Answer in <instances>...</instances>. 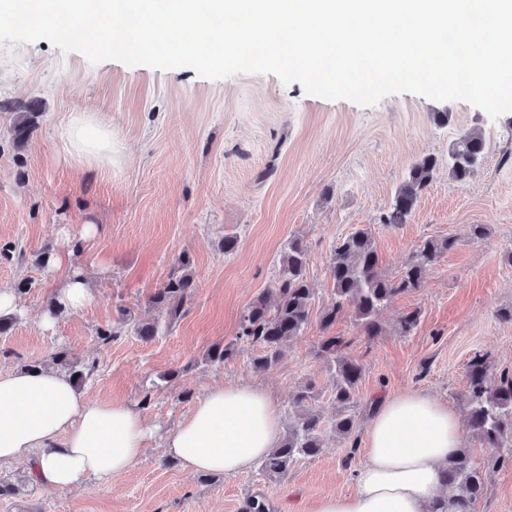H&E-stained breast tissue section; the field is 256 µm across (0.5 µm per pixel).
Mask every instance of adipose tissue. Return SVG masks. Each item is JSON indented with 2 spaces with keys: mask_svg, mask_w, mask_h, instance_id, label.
I'll list each match as a JSON object with an SVG mask.
<instances>
[{
  "mask_svg": "<svg viewBox=\"0 0 512 512\" xmlns=\"http://www.w3.org/2000/svg\"><path fill=\"white\" fill-rule=\"evenodd\" d=\"M59 136L77 157H112V130L95 113L71 115ZM280 430L281 413L267 391L220 383L163 446L192 471L234 475L277 448ZM148 432L132 406L88 398L63 371L37 367L0 375V465L27 463L37 485L71 490L91 478L120 476L142 457ZM368 442L353 492L324 496L312 512H433L444 470L461 444L456 412L421 392L378 398Z\"/></svg>",
  "mask_w": 512,
  "mask_h": 512,
  "instance_id": "ef3b65f1",
  "label": "adipose tissue"
}]
</instances>
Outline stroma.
I'll return each mask as SVG.
<instances>
[{
  "instance_id": "obj_1",
  "label": "stroma",
  "mask_w": 512,
  "mask_h": 512,
  "mask_svg": "<svg viewBox=\"0 0 512 512\" xmlns=\"http://www.w3.org/2000/svg\"><path fill=\"white\" fill-rule=\"evenodd\" d=\"M34 115L28 139H17L20 113ZM75 112L96 113L112 129V161H78L63 147L59 128ZM452 118L436 124L434 113ZM481 132L486 158L459 184L448 177V147L462 133ZM512 112L491 119L463 101L439 102L402 93L373 106L306 94L300 83L241 73L222 80L194 69L168 70L118 61L91 64L48 40L0 43V284L20 288L15 323L0 334V374L47 367L57 349L86 371L78 391L123 401L144 417L149 435L143 458L124 476L91 481L72 491L35 486L25 464L0 467L15 492L0 497V512H243L248 499L267 512H311L322 496L349 493L366 460L372 399L420 391L465 414L468 363L486 355L495 373L512 374ZM437 159L433 182L408 223L382 224L410 165ZM95 234L84 235V225ZM474 224L486 237L470 236ZM365 228L382 270L399 275L428 238L455 246L427 273L421 288L394 297L380 315L382 336L368 339L353 313L332 329L343 354L362 364L356 414L357 444L325 430L322 452L298 461L287 478L258 467L234 476L194 473L166 455L163 438L196 399L216 383L265 388L281 414L294 394L313 386L316 408L331 420L332 373L318 353L321 312L332 302L327 267L340 238ZM236 235L225 254V235ZM307 247L315 290L307 330L266 371L255 348L237 333L248 304L276 281L288 241ZM67 249L65 268L38 265L42 252ZM189 255L197 283L187 313L168 333L142 341L130 328L160 312L150 302L179 255ZM81 271L93 298L41 319L65 273ZM419 310L410 335L400 315ZM113 330L110 342L98 332ZM234 344L224 363L207 361L214 344ZM476 512H512V466L487 469Z\"/></svg>"
}]
</instances>
